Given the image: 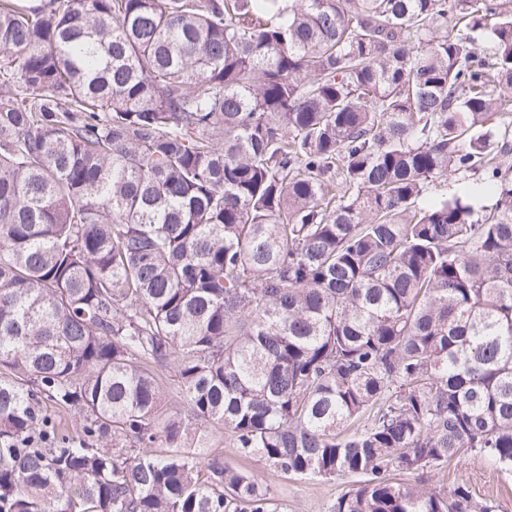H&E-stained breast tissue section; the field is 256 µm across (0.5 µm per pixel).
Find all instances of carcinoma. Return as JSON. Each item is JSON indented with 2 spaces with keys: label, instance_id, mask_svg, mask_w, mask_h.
<instances>
[{
  "label": "carcinoma",
  "instance_id": "cac0c4a2",
  "mask_svg": "<svg viewBox=\"0 0 512 512\" xmlns=\"http://www.w3.org/2000/svg\"><path fill=\"white\" fill-rule=\"evenodd\" d=\"M511 112L512 0H0V512H496ZM481 179L482 172H467L434 180L428 185L421 203L426 204L429 200L439 196L450 198L459 194L463 187L467 185L474 186ZM207 446L206 450L219 454L226 465L260 471L271 495L286 505L287 512H329L330 506L340 495L352 488L357 479L329 480L285 476L241 456L221 431H210ZM462 480L477 493L493 500L498 512H512V476L496 471L487 461L468 460L459 464L452 462L432 478L433 482L438 481L448 488Z\"/></svg>",
  "mask_w": 512,
  "mask_h": 512
}]
</instances>
